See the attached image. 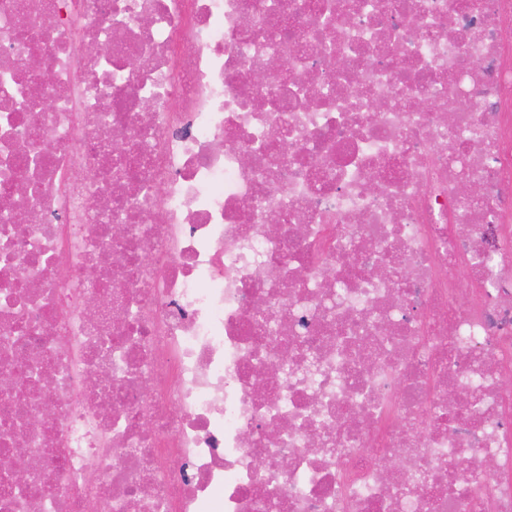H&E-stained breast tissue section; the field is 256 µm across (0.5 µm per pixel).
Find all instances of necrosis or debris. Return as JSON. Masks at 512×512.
<instances>
[{
    "mask_svg": "<svg viewBox=\"0 0 512 512\" xmlns=\"http://www.w3.org/2000/svg\"><path fill=\"white\" fill-rule=\"evenodd\" d=\"M4 368L0 512H512V0H0Z\"/></svg>",
    "mask_w": 512,
    "mask_h": 512,
    "instance_id": "4bbe7bcc",
    "label": "necrosis or debris"
}]
</instances>
